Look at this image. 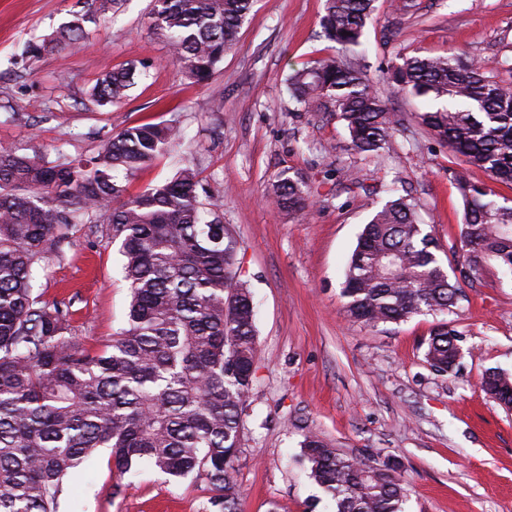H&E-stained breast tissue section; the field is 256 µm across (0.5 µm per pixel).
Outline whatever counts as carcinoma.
I'll use <instances>...</instances> for the list:
<instances>
[{"instance_id": "cac0c4a2", "label": "carcinoma", "mask_w": 512, "mask_h": 512, "mask_svg": "<svg viewBox=\"0 0 512 512\" xmlns=\"http://www.w3.org/2000/svg\"><path fill=\"white\" fill-rule=\"evenodd\" d=\"M151 25L190 79L208 81L253 7V0H151ZM375 0H326L321 27L348 48L360 45ZM86 17L31 40L29 58L78 48ZM136 68L107 72L91 99L114 103ZM384 77L425 98L421 124L461 157L451 171L463 200L466 257L451 277L416 204L395 183L373 211L347 262L341 288L347 317L368 328L452 311L462 284L494 261L512 272V200L470 179L480 169L512 187V81L462 53L410 56ZM288 93L302 111L343 121L357 154L385 149L402 118L349 62L330 60L291 73ZM172 125H137L103 140L88 159L20 154L0 145V512H58L79 469L111 449L119 476L148 465L174 481L203 478L210 512H240L233 479L242 415L255 380L252 295L237 278L235 239L223 204L187 164L154 187L126 195L123 179L166 150ZM270 197L288 213L312 206L304 181L281 173ZM104 223L120 240L130 288L127 327L98 349L72 336L71 305L35 293L37 269L73 235ZM455 321L436 324L425 362L457 373ZM482 389L512 407V373L491 370ZM309 477L331 512H404L403 463L352 458L315 434L301 442Z\"/></svg>"}]
</instances>
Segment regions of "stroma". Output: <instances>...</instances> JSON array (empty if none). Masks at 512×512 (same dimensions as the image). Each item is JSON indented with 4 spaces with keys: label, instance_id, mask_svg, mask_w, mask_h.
Returning <instances> with one entry per match:
<instances>
[{
    "label": "stroma",
    "instance_id": "35a3bbf8",
    "mask_svg": "<svg viewBox=\"0 0 512 512\" xmlns=\"http://www.w3.org/2000/svg\"><path fill=\"white\" fill-rule=\"evenodd\" d=\"M390 2L376 0L361 45L344 51L321 34L325 0H256L211 80L197 83L152 33L150 0H120L87 23L85 47L31 65L21 59L24 43L85 13L86 0H0V142L79 156L128 126L176 125L182 142L130 177L128 194L192 163L223 202L239 279L256 306V378L234 473L241 512H308L318 490L300 443L310 432L351 457L401 456L406 512H512V409L481 387L487 369L512 373V275L490 263L464 286L456 378L433 374L424 360L435 315L370 330L344 317L340 296L357 237L386 200L379 187L394 179L415 198L444 265L461 257L462 202L448 175L457 158L420 123L423 100L381 76L401 56L512 58V0H400L397 13ZM342 58L402 117L389 152L355 154L340 120L297 112L283 86L294 70ZM131 65L125 98L90 100L106 70ZM283 172L301 176L311 210L287 215L271 205L268 189ZM119 247L106 225L80 224L36 273L44 300H72V333L88 348L127 325ZM209 497L203 481L175 483L148 468L117 477L104 448L68 486L59 512H205Z\"/></svg>",
    "mask_w": 512,
    "mask_h": 512
}]
</instances>
